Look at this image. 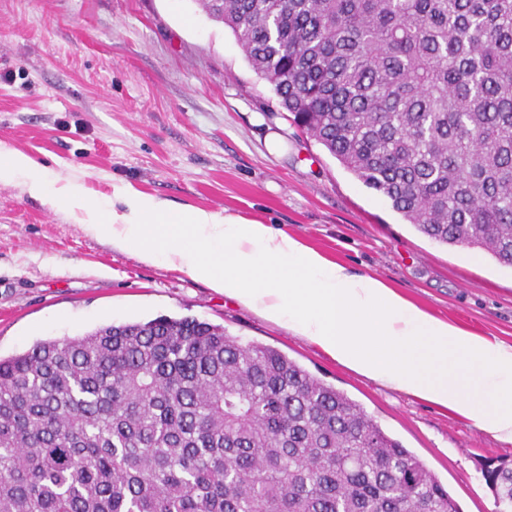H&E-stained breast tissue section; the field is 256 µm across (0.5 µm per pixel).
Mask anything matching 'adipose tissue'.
I'll return each instance as SVG.
<instances>
[{
    "label": "adipose tissue",
    "mask_w": 512,
    "mask_h": 512,
    "mask_svg": "<svg viewBox=\"0 0 512 512\" xmlns=\"http://www.w3.org/2000/svg\"><path fill=\"white\" fill-rule=\"evenodd\" d=\"M80 212L85 229L143 261L187 272L340 365L512 442V344L439 318L281 229L240 214L173 209L116 187L106 207L57 186L35 159L0 147V184Z\"/></svg>",
    "instance_id": "1"
}]
</instances>
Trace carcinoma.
I'll return each mask as SVG.
<instances>
[{
	"mask_svg": "<svg viewBox=\"0 0 512 512\" xmlns=\"http://www.w3.org/2000/svg\"><path fill=\"white\" fill-rule=\"evenodd\" d=\"M422 235L512 269V0H196ZM486 479L512 512V468ZM0 512H459L344 392L196 318L0 358Z\"/></svg>",
	"mask_w": 512,
	"mask_h": 512,
	"instance_id": "1",
	"label": "carcinoma"
}]
</instances>
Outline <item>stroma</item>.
<instances>
[{
	"instance_id": "35a3bbf8",
	"label": "stroma",
	"mask_w": 512,
	"mask_h": 512,
	"mask_svg": "<svg viewBox=\"0 0 512 512\" xmlns=\"http://www.w3.org/2000/svg\"><path fill=\"white\" fill-rule=\"evenodd\" d=\"M97 200L127 185L172 207L256 218L429 311L512 343V269L405 223L288 118L231 30L195 0H0V145ZM160 316L274 347L357 401L448 488L495 512L488 464L512 442L386 388L188 273L88 234L0 185V357Z\"/></svg>"
}]
</instances>
